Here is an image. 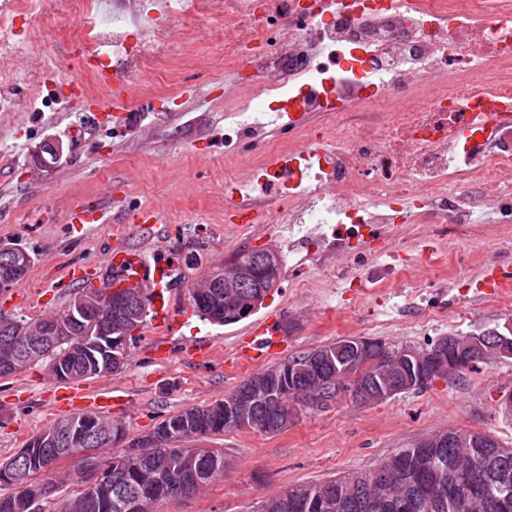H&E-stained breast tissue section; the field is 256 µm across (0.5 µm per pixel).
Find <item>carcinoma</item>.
<instances>
[{
    "instance_id": "cac0c4a2",
    "label": "carcinoma",
    "mask_w": 512,
    "mask_h": 512,
    "mask_svg": "<svg viewBox=\"0 0 512 512\" xmlns=\"http://www.w3.org/2000/svg\"><path fill=\"white\" fill-rule=\"evenodd\" d=\"M230 261L253 266L259 277L265 274L264 263L255 249H239ZM186 294L203 320L220 326L239 322L225 299L224 289L197 288L192 284ZM56 315L71 321V337L48 354L37 356L34 365L27 369L43 366L60 381H83L102 372H122L134 336L117 328L97 329L72 301ZM502 344L497 337L489 336L484 344L485 355L473 364L492 362ZM352 351L353 340L339 339L271 365L251 375L224 398L165 418L153 431L159 444L150 448L140 446L139 436L128 438L124 422L103 417L112 427V444L93 439L81 450L99 453L111 448L112 477L102 479L95 495L86 499L79 496L83 481H77V489L70 497L80 506L73 512H130L128 499L145 495L149 477L155 473L164 472L177 483L189 484L191 466L207 467L216 460L220 466H227L224 450L204 448L200 443L239 430L268 434L282 420L298 418L305 410L303 397L321 387L332 370L330 363H321L319 358L328 353L337 363L351 358ZM309 358L317 361L314 368L286 373L290 364L300 365ZM243 390L251 397V416L245 424L230 425L224 405ZM40 436L41 432L37 431L24 442L28 455L12 456L20 473L31 466L38 476L28 484L0 482V490L10 489L8 493H0V512H41L34 504L41 473L52 471L64 458L52 448L38 447ZM185 440L198 446L180 445ZM471 462L481 468L480 479L475 484L463 476ZM370 493L377 494L372 512H512V448L488 439H467L452 429L440 430L424 442L399 450L373 470L290 486L262 501L256 512H367L363 504Z\"/></svg>"
}]
</instances>
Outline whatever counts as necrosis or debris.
<instances>
[{
  "label": "necrosis or debris",
  "instance_id": "obj_1",
  "mask_svg": "<svg viewBox=\"0 0 512 512\" xmlns=\"http://www.w3.org/2000/svg\"><path fill=\"white\" fill-rule=\"evenodd\" d=\"M5 0L0 49L18 19L31 35L49 13L77 14L65 33L82 61L111 57L132 86L155 76L168 42L206 21L219 56L204 68L249 71L224 85V145L246 170L281 184H229L255 197L243 230L295 229L290 253L325 269L348 266L365 231L399 240L405 225L453 224L437 267L416 271L446 284L448 255L492 235L512 247V0H352L321 15L313 0ZM304 113L287 130L264 113ZM492 228L477 226V214Z\"/></svg>",
  "mask_w": 512,
  "mask_h": 512
}]
</instances>
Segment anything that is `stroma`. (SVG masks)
Returning a JSON list of instances; mask_svg holds the SVG:
<instances>
[{"instance_id": "stroma-1", "label": "stroma", "mask_w": 512, "mask_h": 512, "mask_svg": "<svg viewBox=\"0 0 512 512\" xmlns=\"http://www.w3.org/2000/svg\"><path fill=\"white\" fill-rule=\"evenodd\" d=\"M216 51L201 23L191 39L169 44L161 63L170 73L169 84L140 88L134 98L136 124L150 128L145 138L115 132L106 117L91 122L89 103L106 99L108 90L89 70L79 75L80 89L70 104L34 109L45 87V69L65 80L76 58L54 22L43 23L38 41L21 43L0 60L18 77L12 91L18 110L0 116V242L18 244L33 257L21 297L0 294L6 314L38 317L47 303L64 308L82 287L69 278L71 268L102 266L106 253L118 245L147 246L139 225L127 218L148 203L169 220L162 252L180 266L181 277L168 292L175 312L187 303L188 284L239 248H266L284 256L278 288L250 318L215 326L193 315L182 317L169 336L144 326L121 373L90 379L93 387L114 383L124 389L134 409L112 416L125 422L130 437L146 434L179 411L222 398L267 366L343 337L424 347L450 333H479L512 320V306L485 300L476 256L456 259L469 273L466 287L389 288L367 295L342 276L325 278L319 264L294 265L286 257L287 230L250 237L225 223L224 185L241 172L224 154V73L193 62L196 55ZM50 139L62 141L64 151L45 166L39 154ZM88 203L118 209L121 221L65 223L71 207ZM301 279L308 287H298ZM271 313L280 316L284 341L278 350L227 368L223 349ZM200 340L217 345L219 355L202 360L195 349ZM510 389L512 359L440 376L425 389L368 407L342 398L328 410L303 412L275 435L224 433L209 441L227 458L223 480L204 495L161 501L156 512H250L285 487L376 468L444 428L487 433L512 448V416L499 403L500 392ZM52 397L44 369L0 378V460L51 420Z\"/></svg>"}]
</instances>
